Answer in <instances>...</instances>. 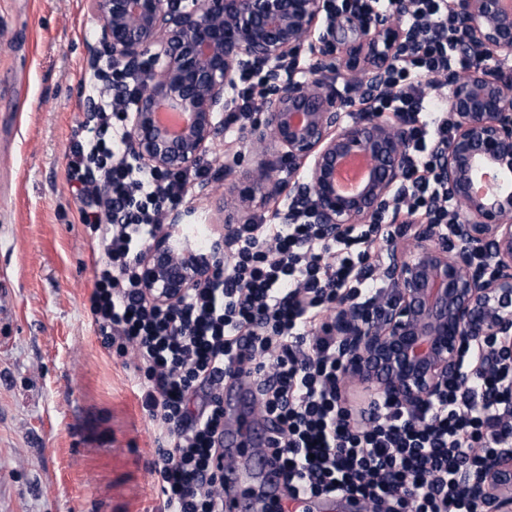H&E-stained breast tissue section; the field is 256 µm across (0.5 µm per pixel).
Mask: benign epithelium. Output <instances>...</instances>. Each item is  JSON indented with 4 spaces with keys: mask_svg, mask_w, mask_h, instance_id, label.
<instances>
[{
    "mask_svg": "<svg viewBox=\"0 0 512 512\" xmlns=\"http://www.w3.org/2000/svg\"><path fill=\"white\" fill-rule=\"evenodd\" d=\"M102 24L90 54L138 78L126 111L131 149L156 171L195 167L222 133L220 115L233 106L239 76L288 69V81L260 101L262 120L243 131L240 152L254 166L227 187L224 235L210 254L160 235L139 261L151 300L178 302L206 279L212 263L240 228L252 223L251 205L279 196L283 164L296 174L300 203L329 238L356 224H374L402 186L410 166L404 122L378 112L346 111L327 68L302 53L334 55L340 77L377 91L388 60L405 32L411 0L366 24L344 27L328 0H91ZM468 47L483 65L446 82L443 98L454 120L438 152L437 173L456 209L446 235L428 221H413L405 244L387 246L379 274L386 294L368 305L336 299L330 329L341 343L342 385L360 389L361 409L385 397L409 410L441 395L448 380L465 378L460 346L472 345L470 374L500 373L497 400L512 408V88L499 78L512 64V3L455 0ZM184 118L173 133L161 108ZM361 153L371 163L365 187L352 195L336 186L340 161ZM481 171L504 187L478 195ZM482 265H474V256ZM471 491L490 512H512V448L484 455Z\"/></svg>",
    "mask_w": 512,
    "mask_h": 512,
    "instance_id": "obj_1",
    "label": "benign epithelium"
}]
</instances>
